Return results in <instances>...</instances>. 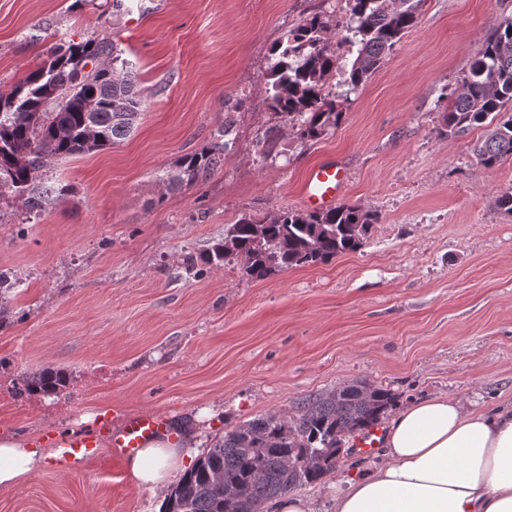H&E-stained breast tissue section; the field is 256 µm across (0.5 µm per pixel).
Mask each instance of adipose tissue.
<instances>
[{"mask_svg":"<svg viewBox=\"0 0 512 512\" xmlns=\"http://www.w3.org/2000/svg\"><path fill=\"white\" fill-rule=\"evenodd\" d=\"M383 461L351 475L331 512H512V409H466L445 396L422 398L388 424ZM182 451L152 440L130 460L134 480L160 488ZM45 460L26 441L0 440V487L20 483Z\"/></svg>","mask_w":512,"mask_h":512,"instance_id":"ef3b65f1","label":"adipose tissue"}]
</instances>
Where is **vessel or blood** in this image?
<instances>
[{
    "label": "vessel or blood",
    "mask_w": 512,
    "mask_h": 512,
    "mask_svg": "<svg viewBox=\"0 0 512 512\" xmlns=\"http://www.w3.org/2000/svg\"><path fill=\"white\" fill-rule=\"evenodd\" d=\"M344 183L340 167L332 162L316 166L306 180L305 195L308 203L317 207H330L336 202ZM167 430L165 419L157 413L146 412L114 425L108 415L98 414L92 433L80 436H62L56 441L62 461L76 462L97 456L100 437H107L113 459L123 461L134 456L143 444Z\"/></svg>",
    "instance_id": "1"
}]
</instances>
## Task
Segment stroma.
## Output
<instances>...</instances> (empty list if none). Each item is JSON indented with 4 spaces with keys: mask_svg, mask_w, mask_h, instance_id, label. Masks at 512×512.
Wrapping results in <instances>:
<instances>
[{
    "mask_svg": "<svg viewBox=\"0 0 512 512\" xmlns=\"http://www.w3.org/2000/svg\"><path fill=\"white\" fill-rule=\"evenodd\" d=\"M315 15L343 42L346 0H0V91L50 48L106 38L143 100L121 143L48 160L38 184L68 192L37 216L0 198V271L17 281L0 326V439L47 455L0 488V512H161L166 490L136 484L109 447L76 469L52 458L49 435L85 433L101 412L165 416L191 432L194 460L244 422L355 381L391 390L398 411L444 394L512 406V215L495 206L512 159L484 167L472 152L481 129L440 133L512 0H424L419 24L353 91L356 50L343 42L331 78L342 117L306 142L269 110L265 74L272 46ZM221 139V169L166 188L184 155ZM326 160L346 171L339 203L379 215L360 249L263 280L237 262L185 272L242 215L307 211L306 177ZM46 367L67 386L11 396ZM377 459L347 442L334 472L292 493L327 512L333 484Z\"/></svg>",
    "mask_w": 512,
    "mask_h": 512,
    "instance_id": "35a3bbf8",
    "label": "stroma"
}]
</instances>
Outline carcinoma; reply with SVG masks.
I'll return each mask as SVG.
<instances>
[{"mask_svg":"<svg viewBox=\"0 0 512 512\" xmlns=\"http://www.w3.org/2000/svg\"><path fill=\"white\" fill-rule=\"evenodd\" d=\"M347 2V32L358 45L346 78L354 90L418 24L423 0ZM121 54L106 39L60 45L22 83L0 93V190L13 194L23 212L37 214L53 194L66 191L34 186L48 158L111 147L137 125L143 101ZM273 56L266 73L269 109L288 119L300 139L321 138L341 117L336 96L325 93L339 65L328 22L319 15L304 20L288 31ZM451 96L445 134L483 127L484 136L473 145L480 163L493 168L511 158V17L499 22ZM225 148L216 142L185 155L165 181L173 188L194 185L218 170ZM377 221V214L350 204L320 213L283 209L261 219L243 215L199 258L189 256L187 269L239 259L248 276L265 279L358 250ZM65 384L62 372L47 367L23 378L15 394L50 396ZM395 401L389 390L356 381L302 400L295 414L245 422L184 472L164 512H259L264 501L335 471L343 440L377 424Z\"/></svg>","mask_w":512,"mask_h":512,"instance_id":"1","label":"carcinoma"}]
</instances>
